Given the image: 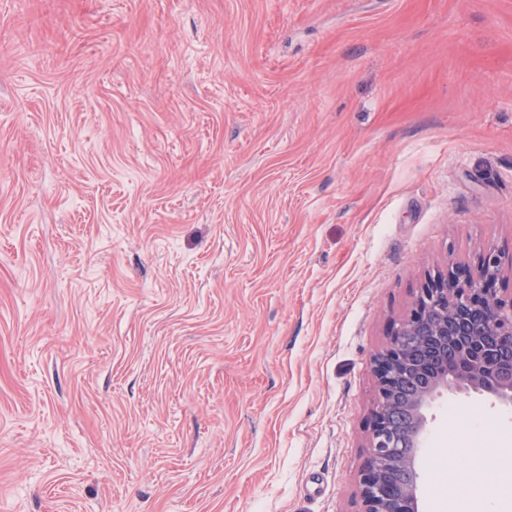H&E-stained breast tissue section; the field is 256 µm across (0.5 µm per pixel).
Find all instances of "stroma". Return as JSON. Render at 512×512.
<instances>
[{
  "instance_id": "35a3bbf8",
  "label": "stroma",
  "mask_w": 512,
  "mask_h": 512,
  "mask_svg": "<svg viewBox=\"0 0 512 512\" xmlns=\"http://www.w3.org/2000/svg\"><path fill=\"white\" fill-rule=\"evenodd\" d=\"M490 247L512 0H0V512H359L373 356ZM427 418L420 512H512V407Z\"/></svg>"
}]
</instances>
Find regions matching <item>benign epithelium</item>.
Wrapping results in <instances>:
<instances>
[{"label": "benign epithelium", "instance_id": "1", "mask_svg": "<svg viewBox=\"0 0 512 512\" xmlns=\"http://www.w3.org/2000/svg\"><path fill=\"white\" fill-rule=\"evenodd\" d=\"M500 256L451 266L420 288L409 317L373 357L377 394L357 494L360 512H418V450L441 390L476 391L512 405V299L493 288ZM498 359L487 368V359Z\"/></svg>", "mask_w": 512, "mask_h": 512}]
</instances>
